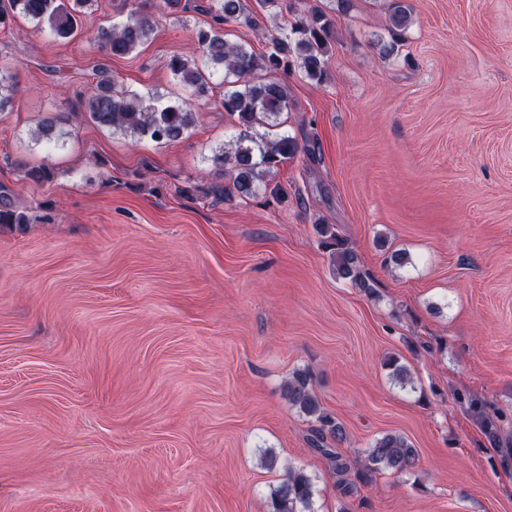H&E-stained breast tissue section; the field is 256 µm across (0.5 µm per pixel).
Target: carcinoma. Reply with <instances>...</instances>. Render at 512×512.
Here are the masks:
<instances>
[{
  "label": "carcinoma",
  "instance_id": "carcinoma-1",
  "mask_svg": "<svg viewBox=\"0 0 512 512\" xmlns=\"http://www.w3.org/2000/svg\"><path fill=\"white\" fill-rule=\"evenodd\" d=\"M92 5L93 0H0V28H8L21 18L29 21L36 32L68 39L77 31L80 16ZM159 9L181 22L189 6L182 0H160ZM204 12L211 16L212 24L197 33L202 57L175 54L168 60L167 68L177 91L140 94L119 87L103 76L92 92L80 100L78 108L67 113L53 112L42 118L33 137L52 143L63 137L62 126L74 120H85L114 134L149 139L157 144L186 139L196 127L206 97L212 92L215 72L221 70L224 93L217 104L236 118L240 131L234 145L220 147L213 152L210 161L219 169L228 168L232 184L189 182L181 188V195L201 196L214 202H222L231 194L249 199L267 190L266 177L298 153L314 159L315 148L308 140L301 143L286 132L269 137L267 130L280 125L279 116L290 109L291 100L283 82L278 79L257 81L253 74L261 68L286 74L296 67L311 81H325L332 18L318 8L296 17L269 39L268 50L259 55L247 43L227 40L224 33V26L232 22L251 28L259 26L260 15L249 11L248 0H209ZM410 21V7L405 0H392L386 27L391 41L386 42L378 35L373 44L386 54L398 51ZM154 28L153 14L137 7L130 9L124 19L87 32V41L107 55L122 57L143 45ZM16 88L11 66L1 63V113L10 106ZM261 127L266 131L260 132ZM22 178L39 185L50 184L55 172L51 166L40 164L24 169ZM44 220L43 216L16 210L7 203L0 205V224L23 227ZM315 230L329 253L336 278L369 296L374 295L372 278L363 272L356 250L336 231L335 225L317 224ZM284 394L292 407L315 422L309 442L339 476L337 488L343 496L354 490L356 481L364 482L373 473H407L415 468L417 449L401 434L385 433L376 438L362 460H351L329 447L327 439L342 440L343 430L322 408L309 372L294 371L285 384ZM466 404L482 433L491 443H499L503 415L489 413L475 398L468 399ZM314 494L312 479L290 468L274 492V512H311Z\"/></svg>",
  "mask_w": 512,
  "mask_h": 512
}]
</instances>
